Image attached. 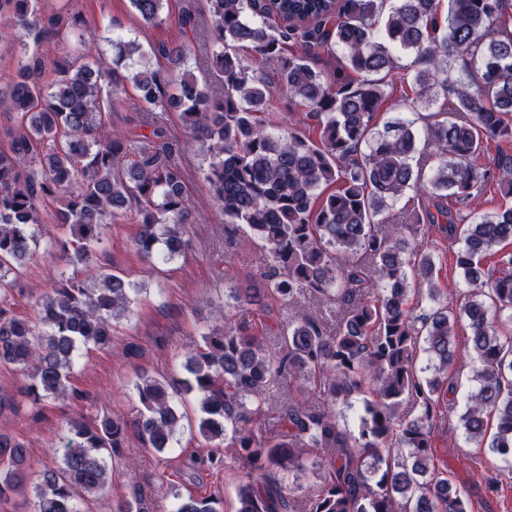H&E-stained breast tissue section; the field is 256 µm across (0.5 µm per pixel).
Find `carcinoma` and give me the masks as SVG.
Here are the masks:
<instances>
[{
    "label": "carcinoma",
    "mask_w": 512,
    "mask_h": 512,
    "mask_svg": "<svg viewBox=\"0 0 512 512\" xmlns=\"http://www.w3.org/2000/svg\"><path fill=\"white\" fill-rule=\"evenodd\" d=\"M167 0H130L146 25L162 21ZM211 28L210 83L186 68L191 49L150 46L175 70L151 66L134 39H114L112 63L74 12L44 16L40 0H0V27L20 49L16 69L0 77V103L20 120L0 147V296L22 292L38 254L42 208L60 204L68 237L52 247L83 278L61 276L19 315L0 300V366L29 380L36 404L80 397L73 367L81 348L111 347L138 286L100 265L93 250L103 229L131 213L134 243L148 262L186 254L194 217L186 170L166 116L205 147L206 180L227 226H243L264 249L265 272L231 289L224 326L188 353L184 390L196 394L200 437L227 442L247 471L235 512H283L298 473L320 471L305 512H471L466 487L437 463L432 429L445 376L456 364L458 327L478 361L477 389L460 421L468 442L512 467V207L466 211L489 180L512 195V4L509 0H206ZM53 41V78L28 39ZM297 44L301 51L291 53ZM413 56L415 96L389 102L386 77L396 53ZM339 57L326 75L322 56ZM460 75H454L455 66ZM144 107L148 135L112 132L127 87ZM284 91L319 136L294 127L274 132L267 112ZM396 115L383 129L384 106ZM494 142V169L476 163ZM408 191L421 205L393 212ZM399 224L390 234L385 224ZM461 246L455 265L466 289L459 311L439 302L436 264L425 244L433 226ZM428 287L429 309L416 313L411 292ZM307 296L336 303L326 325L304 317L281 329L272 350L247 317ZM241 320H236V316ZM431 378L421 376L417 352ZM312 381L331 404L361 398L357 428L301 399L284 406L286 430L250 423L268 390ZM135 388V423L144 445L169 447L182 414L170 385L146 372ZM128 436L107 412L68 422L57 465L31 479L25 445L0 431V496L31 489L34 512H80L79 499L102 496ZM292 476L289 484L285 476ZM176 512H219V501L192 494Z\"/></svg>",
    "instance_id": "carcinoma-1"
}]
</instances>
